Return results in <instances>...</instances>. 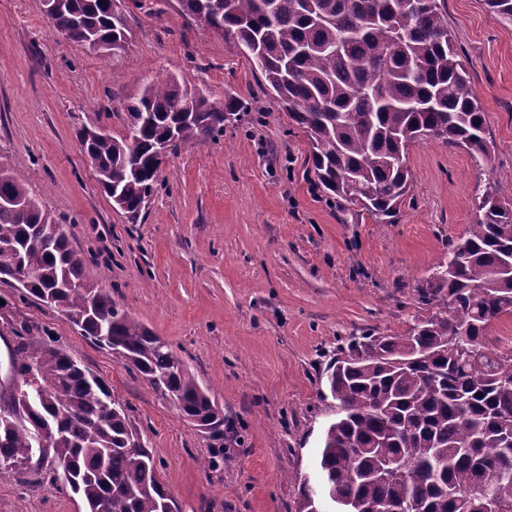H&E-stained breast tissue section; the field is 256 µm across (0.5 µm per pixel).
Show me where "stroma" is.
Masks as SVG:
<instances>
[{"instance_id":"35a3bbf8","label":"stroma","mask_w":512,"mask_h":512,"mask_svg":"<svg viewBox=\"0 0 512 512\" xmlns=\"http://www.w3.org/2000/svg\"><path fill=\"white\" fill-rule=\"evenodd\" d=\"M485 112L491 158L438 140L408 151L411 190L392 223L330 203L309 142L264 93L248 58L176 0L131 9L124 56L53 35L42 0H0V151L29 194L67 223L85 277L184 360L224 410L217 441L57 310L0 283V357L18 337L63 348L129 402L179 512H294L338 410L326 371L351 338L403 335L431 315L418 290L478 213L476 186L512 198V23L486 0H438ZM175 74L243 109L214 144L162 166L137 223L99 187L76 131L124 133L147 79ZM219 467H207L213 448ZM0 512H83L47 469H0Z\"/></svg>"}]
</instances>
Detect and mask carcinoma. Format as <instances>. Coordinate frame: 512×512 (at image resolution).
Listing matches in <instances>:
<instances>
[{"label": "carcinoma", "instance_id": "obj_1", "mask_svg": "<svg viewBox=\"0 0 512 512\" xmlns=\"http://www.w3.org/2000/svg\"><path fill=\"white\" fill-rule=\"evenodd\" d=\"M207 28L232 37L263 87L306 134L316 185L391 223L410 184L408 148L438 138L489 157L485 117L437 0H177ZM49 30L122 57L130 30L121 0H43ZM129 113L143 119L87 139L96 179L135 219L158 189L156 149L219 141L242 110L189 89L176 75L153 78ZM16 190L21 205L5 199ZM479 215L420 290L439 311L403 336H364L329 367L339 411L325 431L318 473L345 512H512V355L491 352L485 331L512 312V205L486 186ZM58 230L49 245L35 242ZM18 257L20 289L61 312L116 353L162 398L213 438L224 413L160 337L84 276L65 224L28 195L0 153V266ZM0 384V466L53 465L51 484L85 512H178L156 462L129 424L130 405L63 349L19 342Z\"/></svg>", "mask_w": 512, "mask_h": 512}]
</instances>
